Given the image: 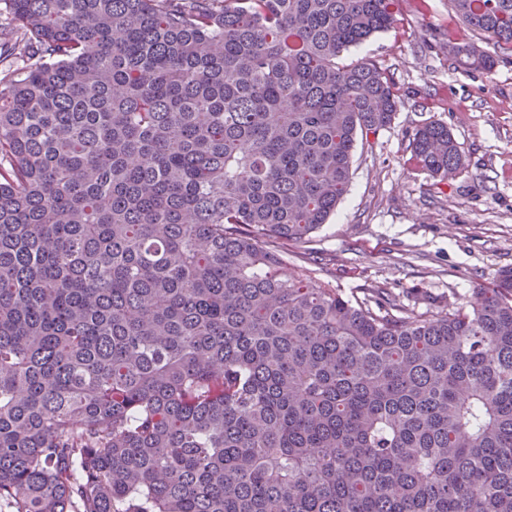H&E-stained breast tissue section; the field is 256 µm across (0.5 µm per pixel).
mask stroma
Masks as SVG:
<instances>
[{
	"instance_id": "stroma-1",
	"label": "stroma",
	"mask_w": 512,
	"mask_h": 512,
	"mask_svg": "<svg viewBox=\"0 0 512 512\" xmlns=\"http://www.w3.org/2000/svg\"><path fill=\"white\" fill-rule=\"evenodd\" d=\"M459 41L492 50L449 0H400L396 23L339 65L371 61L390 75L400 106L378 138L358 144L351 187L309 242L286 244L304 267L345 295L379 290L412 304L418 295L473 299L512 267V53L489 73L454 64ZM447 125L465 158L447 180L412 160L416 128Z\"/></svg>"
}]
</instances>
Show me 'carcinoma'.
<instances>
[{"label":"carcinoma","instance_id":"1","mask_svg":"<svg viewBox=\"0 0 512 512\" xmlns=\"http://www.w3.org/2000/svg\"><path fill=\"white\" fill-rule=\"evenodd\" d=\"M0 1V502L512 512V268L405 312L277 248L392 123L387 72L336 58L399 0ZM450 2L512 46V0ZM411 151L465 164L438 122Z\"/></svg>","mask_w":512,"mask_h":512}]
</instances>
